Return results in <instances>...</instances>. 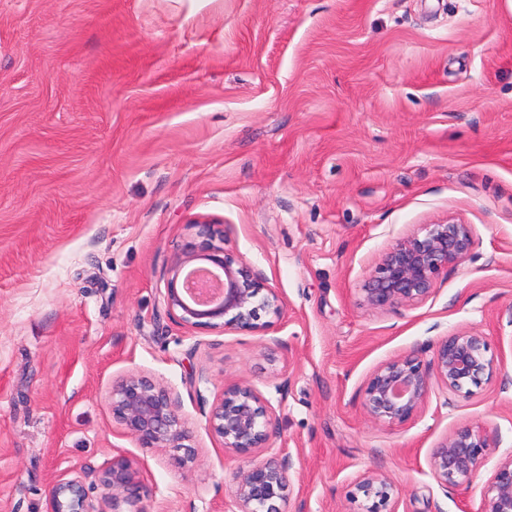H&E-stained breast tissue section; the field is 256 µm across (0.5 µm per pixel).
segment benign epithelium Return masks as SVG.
Here are the masks:
<instances>
[{
	"mask_svg": "<svg viewBox=\"0 0 512 512\" xmlns=\"http://www.w3.org/2000/svg\"><path fill=\"white\" fill-rule=\"evenodd\" d=\"M199 243L185 245L167 282L166 301L173 318L190 328L238 329L265 333L269 318H280L285 300L265 285L245 263L224 251V241L201 226ZM474 247L470 225L448 221L425 224L411 235L396 240L370 272L363 291V305L388 311L429 298L441 275L464 261ZM202 260L206 272L221 275V288L210 292L197 279L180 277L182 270ZM267 320H262V317ZM486 337L459 330L442 338L429 361L410 353L376 367L362 388V407L374 421L403 425L425 406L438 380L450 392L467 393L479 388L496 371L488 355ZM112 416L124 432L142 447L176 448L185 438L177 414L174 393L141 375H128L112 384L108 399ZM208 430L225 449L239 455L265 452L266 458L240 469L235 475L232 512H285L294 464L291 457L273 448L277 430L274 408L250 383L239 380L224 385L206 416ZM490 443L469 426L455 429L431 453L434 478L445 488H469L477 478ZM102 484L112 502L138 500L140 484L133 462L125 456L112 458ZM363 498L361 512H397L396 486L384 474L368 471L349 491ZM47 512H97L88 502L83 479L59 478L48 488ZM478 512H512V455L495 466L481 490Z\"/></svg>",
	"mask_w": 512,
	"mask_h": 512,
	"instance_id": "benign-epithelium-1",
	"label": "benign epithelium"
}]
</instances>
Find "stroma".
Listing matches in <instances>:
<instances>
[{"label": "stroma", "instance_id": "obj_1", "mask_svg": "<svg viewBox=\"0 0 512 512\" xmlns=\"http://www.w3.org/2000/svg\"><path fill=\"white\" fill-rule=\"evenodd\" d=\"M469 224L470 256L391 311L362 286L397 239ZM286 306L261 334L193 329L164 295L200 223ZM460 329L512 374V0H0V512L128 457L119 512H229L234 472L206 416L244 379L294 462L289 508L360 512L387 474L398 512H476L512 456V381L435 385L403 425L372 420L367 376ZM144 375L178 397L181 447L124 433L108 396ZM490 448L444 488L433 448ZM490 443L479 430L469 426L455 429L431 453L434 478L445 488L471 487L484 462ZM352 499L363 497L361 512H398L396 510V486L384 474L365 472L349 491Z\"/></svg>", "mask_w": 512, "mask_h": 512}]
</instances>
